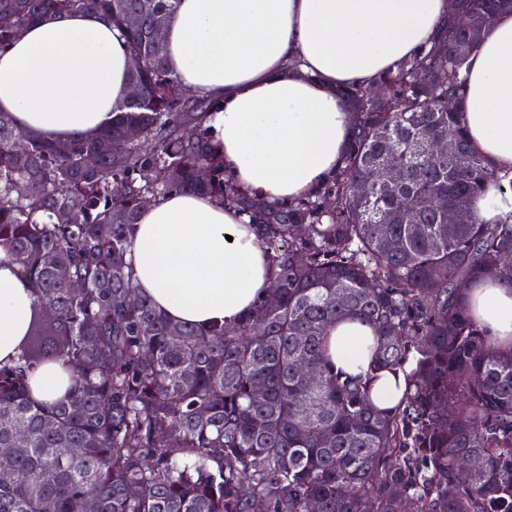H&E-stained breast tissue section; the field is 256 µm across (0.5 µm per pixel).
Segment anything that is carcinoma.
Wrapping results in <instances>:
<instances>
[{
  "label": "carcinoma",
  "mask_w": 512,
  "mask_h": 512,
  "mask_svg": "<svg viewBox=\"0 0 512 512\" xmlns=\"http://www.w3.org/2000/svg\"><path fill=\"white\" fill-rule=\"evenodd\" d=\"M177 3L0 0V50L48 13L108 18L139 60L129 81L140 91L65 153L0 112V250L34 291L18 359L0 367V448L13 467L0 512H252L257 499L265 512H512V349L492 346L464 303L482 281L512 289L501 262L512 210L491 222L474 210L500 175L472 149L461 106L448 107L478 42L450 17L413 59L339 90L352 124L340 167L315 194L270 205L224 177L203 126L209 101L179 85L151 39ZM461 9L487 31L512 0ZM448 128L456 149L438 156ZM388 158L403 168L397 184L381 181ZM170 192L248 218L276 305L199 328L128 300L129 230ZM444 205L470 223L444 222ZM345 319L374 330L372 371L411 365L402 406L377 408L369 379L329 363L327 331ZM46 365L68 386L40 403L31 374Z\"/></svg>",
  "instance_id": "1"
}]
</instances>
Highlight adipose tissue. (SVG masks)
<instances>
[{
	"mask_svg": "<svg viewBox=\"0 0 512 512\" xmlns=\"http://www.w3.org/2000/svg\"><path fill=\"white\" fill-rule=\"evenodd\" d=\"M448 0H179L164 27L182 87L207 96L206 126L241 189L287 203L320 188L351 137L338 88L367 86L436 36ZM132 65L111 22L48 15L0 51V112L53 142L99 132L126 103ZM460 122L472 148L512 178V13L502 12L469 60ZM138 293L173 322L234 325L267 295L270 256L253 226L214 199L172 192L146 204L131 233ZM492 342L512 347V290L468 289ZM33 290L0 255V365H12ZM372 328L332 326L337 368L367 370Z\"/></svg>",
	"mask_w": 512,
	"mask_h": 512,
	"instance_id": "1",
	"label": "adipose tissue"
}]
</instances>
